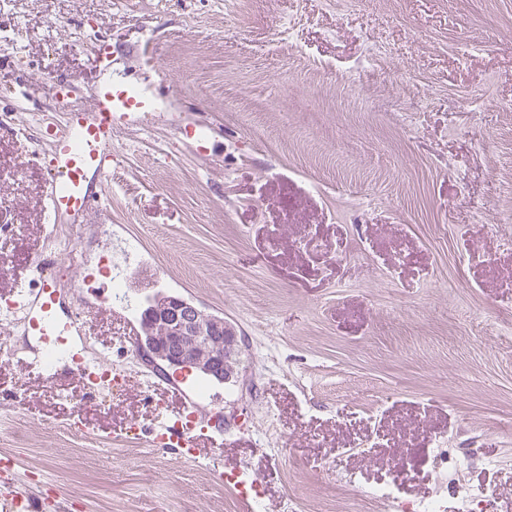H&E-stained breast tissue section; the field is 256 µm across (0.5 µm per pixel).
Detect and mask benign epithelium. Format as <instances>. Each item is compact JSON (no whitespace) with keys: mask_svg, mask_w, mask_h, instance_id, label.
Instances as JSON below:
<instances>
[{"mask_svg":"<svg viewBox=\"0 0 512 512\" xmlns=\"http://www.w3.org/2000/svg\"><path fill=\"white\" fill-rule=\"evenodd\" d=\"M214 322V315L180 297L157 295L144 311L141 350L176 372L219 371L224 367V351L235 353L240 349L235 330H230V335L222 339H209L196 348L187 343L191 336L210 335Z\"/></svg>","mask_w":512,"mask_h":512,"instance_id":"7a95c632","label":"benign epithelium"}]
</instances>
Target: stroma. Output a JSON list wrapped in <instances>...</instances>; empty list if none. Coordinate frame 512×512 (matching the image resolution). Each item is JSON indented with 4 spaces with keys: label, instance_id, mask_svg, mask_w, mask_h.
I'll list each match as a JSON object with an SVG mask.
<instances>
[{
    "label": "stroma",
    "instance_id": "stroma-1",
    "mask_svg": "<svg viewBox=\"0 0 512 512\" xmlns=\"http://www.w3.org/2000/svg\"><path fill=\"white\" fill-rule=\"evenodd\" d=\"M3 29L18 38L0 53V296L53 261L92 351L127 369L114 389L45 379L23 363L40 338L0 317L15 349L0 448L44 471L43 497L65 512H382L365 492L393 482L441 512L466 493L512 512V0H11ZM101 37L113 79L175 94L116 132L103 211L60 237L50 146L29 129L63 119L48 81L92 102ZM374 39L395 59L355 70ZM408 95L424 110L404 111ZM196 122L201 153L178 134ZM157 292L242 338L236 375L197 402L224 430L203 448L252 467L260 507L149 448L179 398L142 385L155 369L123 341Z\"/></svg>",
    "mask_w": 512,
    "mask_h": 512
}]
</instances>
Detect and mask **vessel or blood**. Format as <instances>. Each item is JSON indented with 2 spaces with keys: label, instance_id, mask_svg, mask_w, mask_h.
<instances>
[{
  "label": "vessel or blood",
  "instance_id": "1",
  "mask_svg": "<svg viewBox=\"0 0 512 512\" xmlns=\"http://www.w3.org/2000/svg\"><path fill=\"white\" fill-rule=\"evenodd\" d=\"M154 108L153 99L126 86L108 84L99 88L91 108L68 105L63 126L47 124L44 133L51 146L50 179L46 187V211L50 218L80 222L92 208L103 202V191L91 188L92 181L106 182L117 155L113 139L117 129L128 125L141 112ZM62 303V289L53 277H44L32 287H19L0 299V308L22 313L29 330L43 340L62 345L65 369L90 383H98L106 374L103 362L93 360L87 345L73 344L81 335L79 314L61 320L57 308ZM198 406L183 400L177 411L158 421L151 444L158 450H170L178 458L201 461L199 441L205 437ZM19 462L8 453L0 454V489L9 491L15 512H42L45 503L20 492Z\"/></svg>",
  "mask_w": 512,
  "mask_h": 512
}]
</instances>
